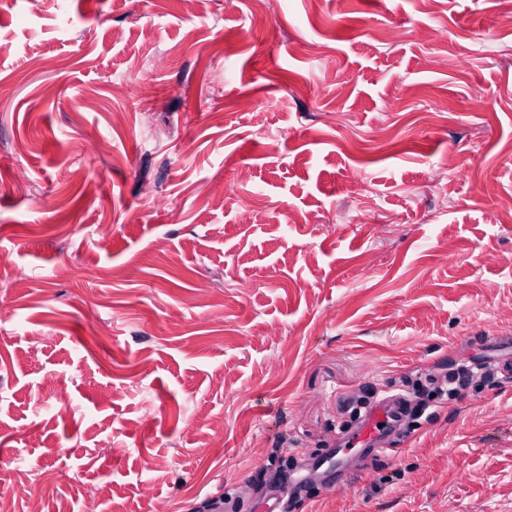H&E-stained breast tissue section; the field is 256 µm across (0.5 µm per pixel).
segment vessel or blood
<instances>
[{"instance_id":"1","label":"vessel or blood","mask_w":512,"mask_h":512,"mask_svg":"<svg viewBox=\"0 0 512 512\" xmlns=\"http://www.w3.org/2000/svg\"><path fill=\"white\" fill-rule=\"evenodd\" d=\"M409 410L407 400L399 393L374 397L362 416L359 424L345 436L343 447L331 448L315 460L310 461V469L320 472L325 487H335L337 481L348 480L351 471L344 465L350 452L356 451L371 459L381 455L382 442L402 430ZM303 477L299 467L288 471L287 484L273 485L265 493L266 512H286V499L289 491L300 490Z\"/></svg>"}]
</instances>
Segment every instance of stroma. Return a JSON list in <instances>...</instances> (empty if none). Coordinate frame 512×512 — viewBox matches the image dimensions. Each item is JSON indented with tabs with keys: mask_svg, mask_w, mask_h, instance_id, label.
I'll return each mask as SVG.
<instances>
[{
	"mask_svg": "<svg viewBox=\"0 0 512 512\" xmlns=\"http://www.w3.org/2000/svg\"><path fill=\"white\" fill-rule=\"evenodd\" d=\"M511 6L0 0L14 512L34 469L42 512L92 489L102 512H255L290 463L339 446L356 394L398 381L429 408L396 454L292 512L512 502V377L429 396L454 364L508 355Z\"/></svg>",
	"mask_w": 512,
	"mask_h": 512,
	"instance_id": "obj_1",
	"label": "stroma"
}]
</instances>
